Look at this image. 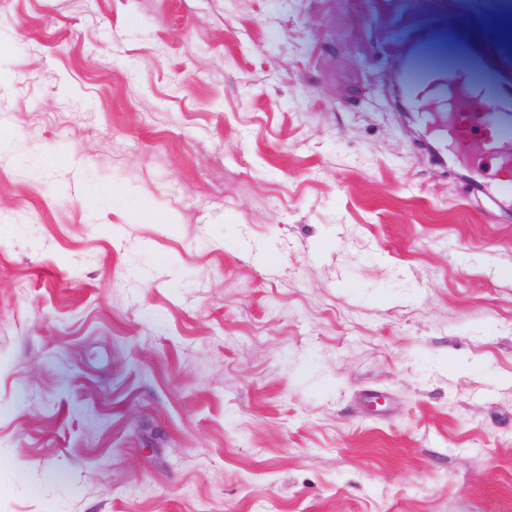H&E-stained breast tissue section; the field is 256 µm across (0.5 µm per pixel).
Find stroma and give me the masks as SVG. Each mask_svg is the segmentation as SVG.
Masks as SVG:
<instances>
[{
    "mask_svg": "<svg viewBox=\"0 0 512 512\" xmlns=\"http://www.w3.org/2000/svg\"><path fill=\"white\" fill-rule=\"evenodd\" d=\"M499 0H0V512H512V214L434 75ZM400 65L403 71L404 87L410 90L433 87V75L423 71V69L406 54H403L401 57ZM470 192L480 193L502 209H512V184L507 181L500 185L491 182H470Z\"/></svg>",
    "mask_w": 512,
    "mask_h": 512,
    "instance_id": "obj_1",
    "label": "stroma"
}]
</instances>
